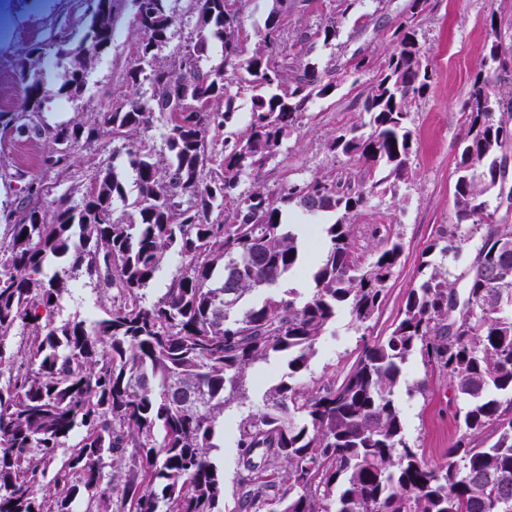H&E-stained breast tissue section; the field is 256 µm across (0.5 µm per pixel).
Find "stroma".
Masks as SVG:
<instances>
[{
    "label": "stroma",
    "mask_w": 512,
    "mask_h": 512,
    "mask_svg": "<svg viewBox=\"0 0 512 512\" xmlns=\"http://www.w3.org/2000/svg\"><path fill=\"white\" fill-rule=\"evenodd\" d=\"M90 0H0V109H14L23 96L15 67L22 48L37 40L65 33L80 38V20ZM411 0H363L352 9L332 45L314 34L340 15L342 0H305L281 17V56L329 72L343 71L356 55L366 57L371 69L358 83L343 81L335 93L310 105L300 127L285 140L280 152L260 175L244 176L243 189L259 184L277 189L315 176L341 182L372 183L373 175L355 162L331 153L327 145L345 128L357 123L361 98L375 73L394 49L391 34L408 14ZM137 29L134 7L126 0L115 25L111 48L90 71L78 97L46 99L42 121L62 124L78 114L96 112L101 103L119 99L128 91L125 71L136 62ZM418 41L429 66L427 92L412 108L413 176L399 185L395 197L372 199L353 219V243L361 263H369L387 241L403 244L401 262L386 284L381 306L365 326L341 310L330 333L317 348L307 384L341 381L357 363L366 343L388 335L408 292L422 277L418 272L427 247L455 222L454 192L459 175L461 142L467 127L461 107L477 77L492 76L500 106L495 118L512 116V0H433L421 18ZM501 46L500 62H487L492 42ZM50 144L45 139L13 132L0 133V212L14 209L21 190L31 180H44L50 195L73 193L90 181L94 164L107 158L112 143L78 151L64 180L43 172L40 160ZM404 417L405 438L425 461L439 465L461 428L457 411L461 400L448 376L413 356L406 364L397 393ZM242 407L224 413V445L214 455L224 468V512H238L236 459L237 425Z\"/></svg>",
    "instance_id": "stroma-1"
}]
</instances>
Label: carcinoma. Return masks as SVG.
I'll return each instance as SVG.
<instances>
[{
  "label": "carcinoma",
  "mask_w": 512,
  "mask_h": 512,
  "mask_svg": "<svg viewBox=\"0 0 512 512\" xmlns=\"http://www.w3.org/2000/svg\"><path fill=\"white\" fill-rule=\"evenodd\" d=\"M168 0H133L138 64L126 70L123 98L69 124L38 121L51 95H78L92 62L111 46L116 0H92L83 35L30 44L18 59L24 122L52 141L43 157L72 165L73 154L121 142L128 169L95 164L79 198L39 202L30 182L3 214L0 239V512H222L224 468L211 457L219 418L248 399V373L270 355L287 359L286 379L238 424L241 512H512V224H498L484 193L497 186L512 123L494 120L498 93L476 78L462 105L467 134L455 184V226H487L465 284L467 318L448 333L446 273L421 263L391 332L365 345L337 387L302 381L316 344L346 308L368 321L400 263L388 243L366 267L354 256L352 218L363 191L341 193L315 176L274 191H239L301 124L303 112L339 87L332 74L279 58L274 0L260 41L247 51L235 0H188L197 39L168 63L176 16ZM430 0H413L394 31L395 51L363 102L360 122L337 135L339 152L387 182L412 167L411 105L429 80L417 39ZM340 21L315 32L329 45ZM222 58L203 63L208 42ZM70 59L50 88L39 70L49 53ZM251 91L245 129L226 134L235 114L227 75ZM209 110L198 112V102ZM162 128V145L150 131ZM221 172L208 173L213 163ZM133 178H126V171ZM127 208L116 215L117 204ZM232 207L226 214L224 209ZM323 224L302 295L283 282L304 261L289 207ZM180 264L164 292L151 284L169 255ZM85 277L106 298L102 314L57 320L61 302ZM420 352L448 373L465 401L462 434L448 461L431 466L404 439L395 400L403 367ZM490 429L487 448L470 438Z\"/></svg>",
  "instance_id": "carcinoma-1"
}]
</instances>
